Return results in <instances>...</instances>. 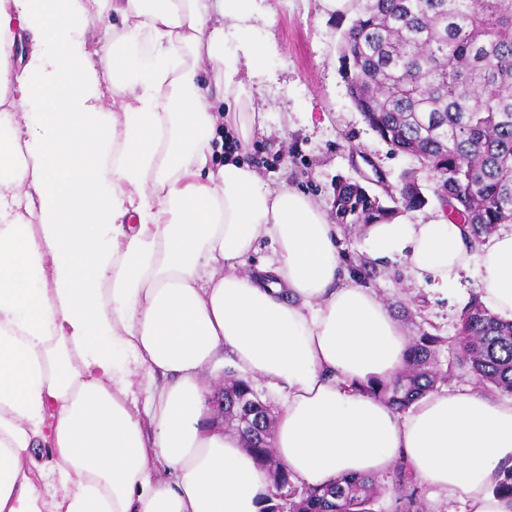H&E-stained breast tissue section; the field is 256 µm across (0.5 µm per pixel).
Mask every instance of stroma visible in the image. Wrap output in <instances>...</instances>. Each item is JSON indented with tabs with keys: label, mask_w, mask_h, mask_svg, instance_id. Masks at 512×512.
<instances>
[{
	"label": "stroma",
	"mask_w": 512,
	"mask_h": 512,
	"mask_svg": "<svg viewBox=\"0 0 512 512\" xmlns=\"http://www.w3.org/2000/svg\"><path fill=\"white\" fill-rule=\"evenodd\" d=\"M347 19L323 10L321 0H254L248 22L251 37L268 47L261 67L243 63L238 77L267 112V130L254 138L242 161L271 185L289 182L333 207L337 179L360 180L380 170L387 185L414 175L426 203L414 217L440 208L437 179L415 159L394 152L365 123L352 103L340 58ZM373 288L407 337L424 333L452 338L477 285L462 277L457 289L442 295L432 285L417 284L398 261L377 263Z\"/></svg>",
	"instance_id": "stroma-1"
}]
</instances>
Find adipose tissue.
Listing matches in <instances>:
<instances>
[{"label": "adipose tissue", "mask_w": 512, "mask_h": 512, "mask_svg": "<svg viewBox=\"0 0 512 512\" xmlns=\"http://www.w3.org/2000/svg\"><path fill=\"white\" fill-rule=\"evenodd\" d=\"M248 0H0V512H261L268 475L209 425L230 360L282 400L274 446L297 480L381 476L405 460L467 512H512V399L432 391L398 413L365 391L408 340L344 274L330 214L236 160L266 115L215 15ZM121 29L84 36L107 13ZM25 52L13 58L15 43ZM121 100L105 111L101 96ZM370 259L448 292L473 274L512 319V226L474 251L445 211L369 225ZM271 253L241 272L258 241ZM50 450L48 466L29 450Z\"/></svg>", "instance_id": "obj_1"}]
</instances>
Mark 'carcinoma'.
<instances>
[{
    "label": "carcinoma",
    "instance_id": "obj_1",
    "mask_svg": "<svg viewBox=\"0 0 512 512\" xmlns=\"http://www.w3.org/2000/svg\"><path fill=\"white\" fill-rule=\"evenodd\" d=\"M350 25L340 47L351 100L365 122L396 153L415 158L438 178L448 217L472 244L499 224L512 223V0H350ZM374 202L357 183L334 187L337 224H377L421 207L411 176ZM448 344L420 336L407 348L405 369L391 383L366 391L397 412L436 389L445 373L437 356ZM455 366L483 387L512 396V321L490 313L473 295L453 342ZM231 419L255 413L256 431L237 425L244 449L268 473L261 512H375L392 494L393 512H427L418 479L400 459L384 477L350 475L312 487L275 460L273 418L250 378L225 376Z\"/></svg>",
    "mask_w": 512,
    "mask_h": 512
}]
</instances>
